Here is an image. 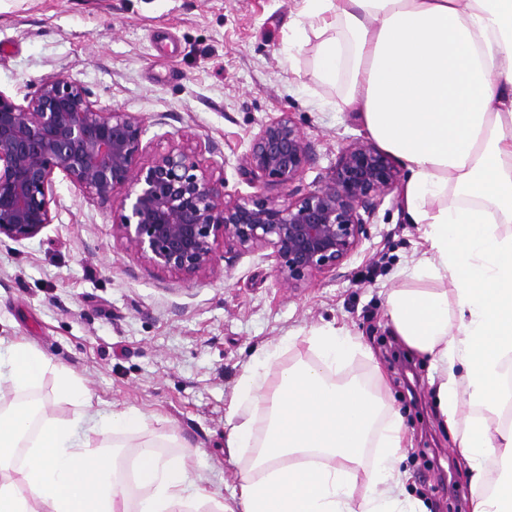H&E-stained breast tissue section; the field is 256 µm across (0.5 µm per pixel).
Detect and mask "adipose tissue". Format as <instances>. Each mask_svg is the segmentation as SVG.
Here are the masks:
<instances>
[{
	"label": "adipose tissue",
	"instance_id": "obj_1",
	"mask_svg": "<svg viewBox=\"0 0 512 512\" xmlns=\"http://www.w3.org/2000/svg\"><path fill=\"white\" fill-rule=\"evenodd\" d=\"M332 107L358 113L405 171L403 205L424 250L403 268L416 288L385 299L393 332L428 358L436 404L465 462L470 512H512V0H302ZM510 232H502V225ZM313 361L264 393V371L294 344L261 348L226 416L230 457L254 453L232 501L182 458L137 446L139 497L125 455L95 437L146 433L148 415L93 408L66 368L0 339V512H426L400 464L411 442L382 394L381 370L338 381L368 348L348 328L311 329ZM55 370L80 409L49 416L39 385ZM267 421L253 448V416Z\"/></svg>",
	"mask_w": 512,
	"mask_h": 512
}]
</instances>
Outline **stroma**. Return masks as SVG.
<instances>
[{
    "mask_svg": "<svg viewBox=\"0 0 512 512\" xmlns=\"http://www.w3.org/2000/svg\"><path fill=\"white\" fill-rule=\"evenodd\" d=\"M301 0H0V91L32 96L50 76L84 85L98 104L140 116L155 151L184 140L208 144L202 160L231 197L288 189L254 181L250 142L289 113L314 146L299 186L311 190L343 146L367 140L354 112L334 111L315 71L317 41H289ZM54 221L35 238L0 240V338L24 339L71 369L94 400L152 417L148 434L167 456H186L209 488L228 496L251 455L230 458L224 422L254 353L284 337L266 377L314 354L300 338L325 324L363 337L345 377L380 367L383 394L412 437L401 468L429 512H469L471 495L453 438L438 425L432 370L403 351L385 297L410 287L399 269L424 241L408 223L400 191L370 220V237L335 273L288 287L268 252L217 251L216 274L193 280L142 261L112 233L118 199L100 200L55 174ZM414 376L408 392L404 375Z\"/></svg>",
    "mask_w": 512,
    "mask_h": 512,
    "instance_id": "obj_1",
    "label": "stroma"
}]
</instances>
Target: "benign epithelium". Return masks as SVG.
<instances>
[{"mask_svg":"<svg viewBox=\"0 0 512 512\" xmlns=\"http://www.w3.org/2000/svg\"><path fill=\"white\" fill-rule=\"evenodd\" d=\"M80 83L43 81L19 103L0 91V236L31 239L53 223L54 175L100 200L121 191L113 235L163 271L193 279L216 272V246L269 250L290 288L334 272L368 235V217L398 184L390 156L354 141L312 190L293 187L314 148L289 114L263 124L248 154L250 173L292 188L226 198L224 178L199 159L202 145L172 142L143 160L142 119L90 100Z\"/></svg>","mask_w":512,"mask_h":512,"instance_id":"1","label":"benign epithelium"}]
</instances>
